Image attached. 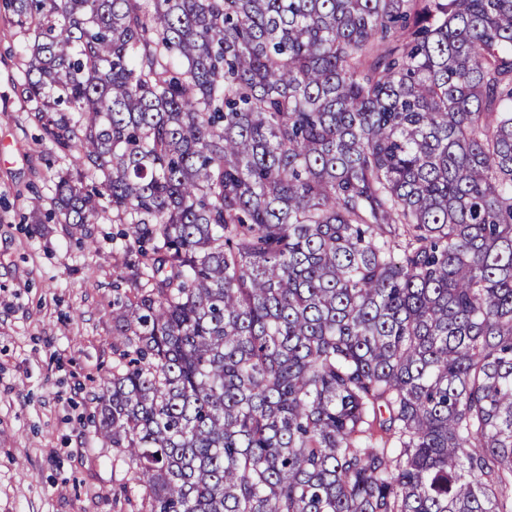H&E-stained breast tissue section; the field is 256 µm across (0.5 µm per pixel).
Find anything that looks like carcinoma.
I'll list each match as a JSON object with an SVG mask.
<instances>
[{
    "mask_svg": "<svg viewBox=\"0 0 512 512\" xmlns=\"http://www.w3.org/2000/svg\"><path fill=\"white\" fill-rule=\"evenodd\" d=\"M124 224L134 512H512V0H5Z\"/></svg>",
    "mask_w": 512,
    "mask_h": 512,
    "instance_id": "1",
    "label": "carcinoma"
}]
</instances>
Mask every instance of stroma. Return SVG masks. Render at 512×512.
Masks as SVG:
<instances>
[{
  "label": "stroma",
  "instance_id": "stroma-1",
  "mask_svg": "<svg viewBox=\"0 0 512 512\" xmlns=\"http://www.w3.org/2000/svg\"><path fill=\"white\" fill-rule=\"evenodd\" d=\"M22 49L0 10V512H122L124 473L93 424L112 369L118 227L32 223L62 161L21 92Z\"/></svg>",
  "mask_w": 512,
  "mask_h": 512
}]
</instances>
